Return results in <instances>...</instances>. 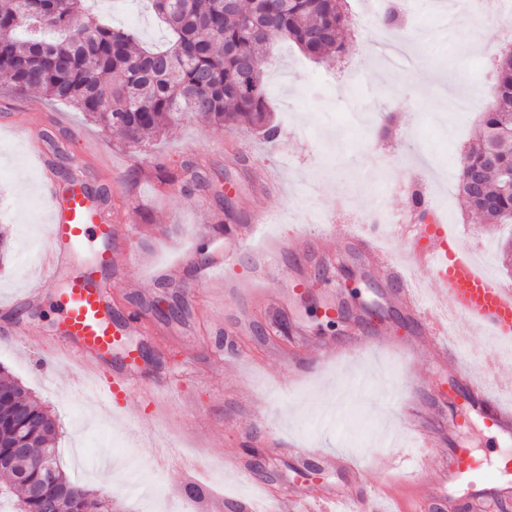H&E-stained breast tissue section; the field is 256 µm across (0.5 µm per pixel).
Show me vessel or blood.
<instances>
[{
    "instance_id": "obj_1",
    "label": "vessel or blood",
    "mask_w": 512,
    "mask_h": 512,
    "mask_svg": "<svg viewBox=\"0 0 512 512\" xmlns=\"http://www.w3.org/2000/svg\"><path fill=\"white\" fill-rule=\"evenodd\" d=\"M41 194L49 213V244L38 275L24 291L23 300L27 303L38 301L45 284L74 263L84 242L114 234L111 215L84 192L82 184L64 191L45 177L41 180ZM411 213L413 223L398 224L393 229L395 237L406 241L400 254L379 246L381 232L374 224L366 225L359 237L362 251L400 289L409 310L419 318L424 335L447 359L449 370L463 376L471 401L484 402L487 384H499V373L508 364L491 348H482L472 357L481 373L476 379L466 375L462 355L470 351V338L477 331L512 340V285L483 270L473 248L449 236L446 220L430 200L412 206ZM266 222V217L261 216L254 223L231 226L224 232L225 238L237 243L257 269L266 267L270 253L280 247L272 237L267 238L265 245H256ZM111 263V254H102L98 266L85 267L69 280L57 340L26 334L21 337L23 345L40 354L83 361L88 377L93 380L92 391L100 392L107 402L131 385V370L136 362L135 356H128L123 367L112 371L111 379L101 378L113 349L127 334L126 328L113 323L109 290L97 277L99 265ZM236 264L233 253L220 251L201 266L200 276L209 281L216 269L229 271ZM418 270L429 272L433 283L423 296L418 295L413 277ZM484 419L488 428L504 434L512 432V409L489 407ZM425 479L440 488L461 479L504 485L512 482V455L501 457L491 470L470 449L453 448L448 453L447 468L430 471ZM321 504L325 512H364L366 508L363 498L333 491L322 497Z\"/></svg>"
}]
</instances>
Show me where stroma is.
Returning <instances> with one entry per match:
<instances>
[{"label":"stroma","instance_id":"obj_1","mask_svg":"<svg viewBox=\"0 0 512 512\" xmlns=\"http://www.w3.org/2000/svg\"><path fill=\"white\" fill-rule=\"evenodd\" d=\"M404 12L400 43L392 61L378 36L374 0H346L355 29L344 54L315 61L293 44H279L264 66L277 141L258 131L215 128L191 116L161 138L138 148L122 134L86 119L66 105L11 92L0 77V225L10 234L8 260L0 265V368L28 387L56 416L61 466L77 485L111 496L114 512H155L152 499L113 494L101 484L105 460H134L157 473L165 497L188 486L198 457L209 458L207 492L224 497L222 512H238L236 469L250 470L255 483L281 494L304 488L318 512L316 495L327 489L369 494L383 476L379 456L390 457L396 472L416 483L426 512H472L473 486L457 485L442 505L429 500L418 483L421 469L438 468L451 447L471 448L493 458L512 449L508 437L487 428L465 392H454L452 375L433 343L407 359L397 349L367 348L354 358L313 365L311 346L344 340L365 312L380 303L398 334L417 335L419 325L398 302L397 288L369 267L357 239L336 233L317 249L298 255L274 253L267 294L287 295L294 278L304 277L307 301L276 306L256 303L246 326L224 307L221 280L200 283L194 263L173 277L156 276L174 252L187 248L202 218L214 224H246L267 214L274 237L309 232L335 212L364 223H407L411 198L428 189L462 241L486 246L492 269L512 281L502 259L512 224H485L465 212L455 170L479 127L497 81L495 58L512 50V14L473 16L472 34L486 47L473 52L456 30H442V5L453 0H397ZM98 14L136 29L143 44L162 46L169 34L148 0H99ZM39 143L45 161L30 152ZM387 163L372 167L371 151ZM81 163L72 170L64 155ZM201 164L203 179L181 187H161L155 164ZM50 166L58 184L72 174L84 177L119 215L111 242L112 265L103 274L119 319L139 318L130 344L143 354L126 396L103 405L80 383L73 363H47L14 342L19 328L33 336L57 333V312L67 272H60L41 300L22 303V290L38 272L48 225L40 196L41 169ZM342 299L339 322L322 312L327 299ZM183 309L172 321L156 310L158 301ZM303 328V335L278 337L280 324ZM365 374L364 389L354 384ZM467 413L456 432L443 423ZM419 418L434 433L433 445L416 447L409 428ZM304 448L358 454L363 471L323 469L301 456ZM263 466L253 470L254 453Z\"/></svg>","mask_w":512,"mask_h":512}]
</instances>
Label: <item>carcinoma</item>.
<instances>
[{"label":"carcinoma","instance_id":"cac0c4a2","mask_svg":"<svg viewBox=\"0 0 512 512\" xmlns=\"http://www.w3.org/2000/svg\"><path fill=\"white\" fill-rule=\"evenodd\" d=\"M86 0H0V75L18 93L75 106L120 130L137 146L194 114L227 131L245 125L273 141L261 62L277 41L320 59L343 49L350 25L342 0H152L171 32L163 49L137 33L105 24ZM492 105L457 173L458 191L486 224L512 223V52L497 63ZM164 185L183 182L184 168L156 166ZM481 176L479 190L468 179ZM59 425L17 379L0 371V499L13 512H112V504L73 483L57 465ZM55 477L43 478V464Z\"/></svg>","mask_w":512,"mask_h":512}]
</instances>
